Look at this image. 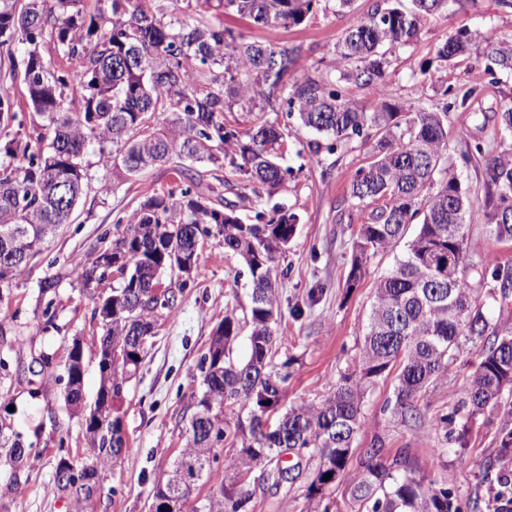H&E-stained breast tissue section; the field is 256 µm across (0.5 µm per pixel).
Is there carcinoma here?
<instances>
[{
  "label": "carcinoma",
  "instance_id": "1",
  "mask_svg": "<svg viewBox=\"0 0 512 512\" xmlns=\"http://www.w3.org/2000/svg\"><path fill=\"white\" fill-rule=\"evenodd\" d=\"M44 2L0 0V46L13 41L25 46L30 108L29 124L19 123L3 146L14 163L0 165V300L43 254L47 241L73 221L88 187L87 143H97L102 160L126 178L166 165L186 184L177 193L144 200L117 220L108 246L72 266L83 288L92 290L109 275L97 254H125L130 262L117 267L121 287L95 298V307L112 319L102 324L95 343L100 387L94 402L73 388L83 383L79 365L65 363L62 378L50 372V356L36 359L42 384L65 381V404L82 412L94 448L90 463H116L127 450L120 417L111 411L141 361L138 337L150 335L160 313L174 311V288L187 285L185 279L165 284L166 277L180 275L172 255H196L204 237L217 234L225 249L243 258L251 278L250 354L242 362L233 358L242 326L234 316H224L200 361L202 389L186 427V448L153 493L152 512H184L181 495L189 482L216 487L206 508L192 512H250L252 493L243 476L257 466L260 479L275 488L294 483L298 476L281 467L288 450L319 459L316 475L304 483L310 512H339L336 482L353 460L358 475L349 500L355 512H463L437 476L450 449L466 447V426L453 428L448 415L430 418L443 440L433 449L426 473L405 450L384 458L378 439L357 456L353 451L362 402L380 378L398 371L383 410L420 422L423 390L448 379L463 342L481 348L482 361L469 376L467 397L456 413L469 421L487 410H503L497 455L485 471H496L500 504L512 501V402L502 408L505 393H512V329L487 314L488 305L512 287V265L487 255L471 259L467 192L452 173L436 181L448 156V112L476 93L474 87L447 85L442 69L474 51L486 60L490 76L512 72V38L489 41L467 29L449 34L437 49L438 65L429 61L422 67L423 81L401 104L387 90L389 49L410 43L422 17L476 0H412L410 9L377 4L345 28L333 49V67L316 62L288 82L284 78L305 48L248 42L240 30L224 25L223 15L232 12L258 26H297L320 0H183L188 10L205 6L218 12L215 20L193 26L165 20L162 9L152 10L144 0H97L92 12L83 0H55L48 9ZM49 42L78 67H52L41 51ZM427 84L438 86L441 102L419 106ZM350 85L371 89V96L350 97ZM284 106L326 140L314 143L316 157L356 139L371 143V161L357 172L349 200L381 205L360 225L346 284L361 279L371 255L392 249L405 239L409 225L419 224L405 256L375 282L368 331L355 364L325 399L290 408L281 402L297 357L274 361L279 314L274 281L299 216L272 202L291 170L278 162L282 132L259 116ZM235 107L258 113L243 134L224 120ZM165 112L175 119L161 131L154 121ZM497 122L500 150L488 156L477 143L462 161L483 162L485 226L490 237L504 242L512 241V97L500 106ZM225 167L255 196L249 224L224 203L225 176L218 171ZM450 260L459 269L454 279L448 278ZM59 283L58 275L40 282L39 294L48 302L38 321L46 326L55 319L50 296ZM226 443L237 449L240 469L220 473L214 468L216 448ZM32 453L33 445L25 443L12 420L0 416V497L21 486ZM64 462L60 458L55 468L56 485L76 512H85L97 492L95 475H65Z\"/></svg>",
  "mask_w": 512,
  "mask_h": 512
}]
</instances>
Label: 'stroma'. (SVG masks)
<instances>
[{"label": "stroma", "instance_id": "stroma-1", "mask_svg": "<svg viewBox=\"0 0 512 512\" xmlns=\"http://www.w3.org/2000/svg\"><path fill=\"white\" fill-rule=\"evenodd\" d=\"M375 3L354 0L351 10L345 11L337 0H321L304 23L288 28L260 27L231 15L225 16L224 23L241 29L250 42L303 44L300 66L305 69L328 58L351 15H366ZM462 28L479 31L492 40L510 38L512 10L502 8L498 0H470L448 16L424 17L417 37L388 53V90L394 100L411 97L422 65L434 59L448 34ZM445 79L451 86H476L481 90L468 107L450 112L448 118L447 165L458 175L474 205L467 218L470 253L475 258L490 253L512 263V242L495 241L485 230L482 163L465 167L460 161L475 143L492 146L499 142L495 114L503 94L512 93V74L490 79L482 58L473 56L457 68L448 69ZM268 118L284 133L282 163L292 170L279 200L300 215L288 249L278 260L277 277V355L298 359L284 397L286 405L296 406L323 399L340 374L352 365L363 343L373 285L404 254L406 246L401 243L376 253L368 260L361 280L347 287L359 226L370 211L366 205L351 207L349 190L357 170L369 162L370 148L357 140L315 159L310 145L318 141V134L306 129L294 115L272 112ZM84 157L91 181L78 205L76 220L64 226L48 250L13 283L8 301L0 303V315L11 318L16 337L10 375L0 380V401L14 406L15 424L25 435L33 436L37 453L17 492L0 499V512H74L71 498L55 485L57 455L64 452L86 460L89 440L81 416L69 410L63 400L62 384L44 385L39 398H30L31 383L42 380L34 358L49 354L56 371H63L74 340L83 339L84 391L87 400L95 399L100 373L93 342L99 326L93 301L70 274L71 261L100 245L104 234L112 233L118 217L131 213L150 196L166 194L175 185L165 166L114 181L111 169L101 165L94 143L87 144ZM105 181L111 183L110 191H101ZM346 209L351 210L352 219L341 218V211ZM57 272L63 278L55 297V324L44 328L35 318L39 284L45 276ZM250 292V276L242 259L225 250L222 238H208L187 287L177 292L174 313L159 318L139 369L126 385L119 417L130 451L117 464L100 467L98 491L87 512H150L154 487L165 481L185 445V428L202 386L199 365L214 329L225 315L244 318ZM480 361L479 348L463 344L456 354L450 383L437 381L424 391L420 406L426 420L417 424L403 423L397 415L384 411V401L391 395L396 378L390 375L380 379L363 401L364 424L355 438L354 450L370 447L378 438L386 455L405 449L420 469H427L431 452L440 442L428 419L454 413L463 386ZM499 427L500 418L494 413L473 421L467 448L449 453L444 472L457 499L464 504L479 500L482 512L497 509L494 487L483 475L485 462L497 454ZM249 489L251 512H306L296 485L274 489L253 482Z\"/></svg>", "mask_w": 512, "mask_h": 512}]
</instances>
